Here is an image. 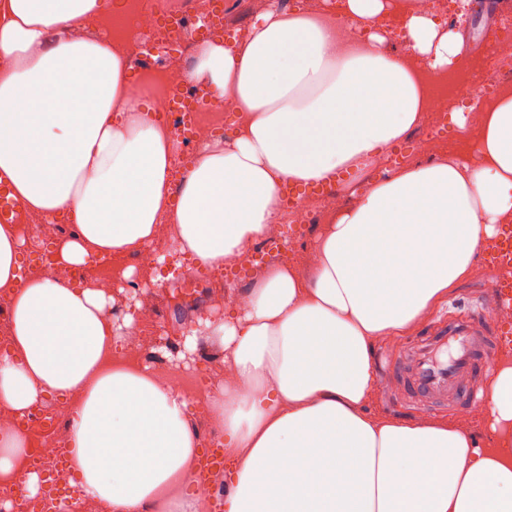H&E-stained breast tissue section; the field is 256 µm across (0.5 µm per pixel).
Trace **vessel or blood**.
Returning a JSON list of instances; mask_svg holds the SVG:
<instances>
[{
  "label": "vessel or blood",
  "mask_w": 512,
  "mask_h": 512,
  "mask_svg": "<svg viewBox=\"0 0 512 512\" xmlns=\"http://www.w3.org/2000/svg\"><path fill=\"white\" fill-rule=\"evenodd\" d=\"M492 254L498 265L512 269L511 227H500ZM494 309L512 311V279L498 280L490 300L479 302L475 310L434 322L427 336L387 357V370L400 378L419 406L450 400L464 410L481 404V379L492 369L502 336L512 333L507 321L489 326L487 313Z\"/></svg>",
  "instance_id": "1"
}]
</instances>
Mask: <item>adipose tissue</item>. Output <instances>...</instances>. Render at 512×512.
Here are the masks:
<instances>
[{
	"instance_id": "obj_1",
	"label": "adipose tissue",
	"mask_w": 512,
	"mask_h": 512,
	"mask_svg": "<svg viewBox=\"0 0 512 512\" xmlns=\"http://www.w3.org/2000/svg\"><path fill=\"white\" fill-rule=\"evenodd\" d=\"M124 17L121 0H0V175L24 211L68 216L59 266L139 252L162 228L207 270L234 264L284 217L278 189L362 177L419 125L442 73L465 51L458 31L414 0H340L335 24L267 8L243 40L201 41L188 77L228 97L233 134L207 144L178 188L177 144L147 107L123 105L124 44L71 28ZM402 15V54L376 26ZM479 165L446 155L398 168L334 212L310 268H266L215 321L183 340L224 350L207 420L235 465L219 478L225 512H512V363L489 385L492 447L464 426L378 419L374 341L409 332L471 271L512 220V94L483 109L470 136ZM26 239L0 225V292L11 351L0 357V407L26 413L73 398L71 473L98 512H200L198 433L186 396L149 366L112 352L135 323L112 318L95 282L20 279ZM27 436L0 427V483L34 497Z\"/></svg>"
}]
</instances>
